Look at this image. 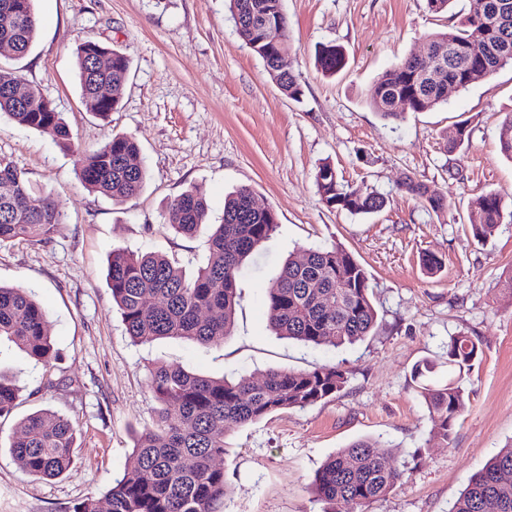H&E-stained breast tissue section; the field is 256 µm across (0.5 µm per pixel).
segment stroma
<instances>
[{
    "label": "stroma",
    "mask_w": 512,
    "mask_h": 512,
    "mask_svg": "<svg viewBox=\"0 0 512 512\" xmlns=\"http://www.w3.org/2000/svg\"><path fill=\"white\" fill-rule=\"evenodd\" d=\"M468 6L455 0L452 14L436 15L426 0H284L302 88L295 101L240 41L224 0H34L40 25L19 64L24 79L54 100L76 148L134 136L148 174L142 193L122 204L89 193L75 177L74 151L0 117V157L50 192L64 216L47 241L0 247V283L31 289L46 311L59 381L44 389L42 366L0 345V372L24 388L13 413L0 418V439L40 409L64 416L77 433L75 464L60 478L33 479L0 449V512H71L79 500L103 497L123 474L136 434L153 422L150 371L159 363L213 377L336 364L348 376L333 398L230 426L222 460L229 492L219 512H322L309 491L315 471L363 437L388 445L403 476L362 512H449L471 477L512 442V291L504 286L512 224L480 242L467 219L470 200L488 191L512 210V161L497 144L512 113V67L398 122L382 120L367 97L380 72L422 53L426 35ZM89 37L130 58L121 107L107 121L80 97L75 49ZM322 43L345 52L344 68L330 78L315 64ZM462 121L470 138L448 153V135ZM325 161L345 182L387 194V206L367 215L327 208L314 179ZM410 176L438 189L441 213L401 191ZM192 186L204 193L208 216L185 237L163 214ZM242 186L276 213L279 227L239 274L231 335L208 348L179 339L134 345L105 281L109 252H161L193 272L206 261L225 197ZM334 243L368 273L373 334L342 348L276 336L266 293L283 261ZM425 253L444 263L435 276L420 264ZM460 332L480 341L482 355L467 377L468 411L443 441L432 435L412 372L428 361L427 382H445L448 338Z\"/></svg>",
    "instance_id": "1"
}]
</instances>
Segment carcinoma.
<instances>
[{
  "label": "carcinoma",
  "mask_w": 512,
  "mask_h": 512,
  "mask_svg": "<svg viewBox=\"0 0 512 512\" xmlns=\"http://www.w3.org/2000/svg\"><path fill=\"white\" fill-rule=\"evenodd\" d=\"M34 0H0V46L11 48L10 59L20 60L32 48L39 20ZM499 0H469L467 13L458 23L426 36L427 51L454 54L482 34L481 56L467 68L447 67L443 80H456L462 88L487 79L512 64V13L496 12ZM236 31L246 47L275 71L277 84L295 100L302 95L292 70L277 67L279 55L290 44L270 46L263 40V26L277 24L288 30L284 0H226ZM112 65L97 67L102 55ZM342 49L332 43L318 46V69L332 76L344 66ZM75 66L81 94L97 103V114L117 111L128 81L130 61L118 50L93 40L80 42ZM422 65L408 57L381 72L374 80L369 106L381 119L395 122L408 112H426L447 102L448 97L421 77ZM26 84L18 70L0 65V114L29 129L51 134L64 149L75 148L70 129L55 102L37 88L20 101L15 89ZM403 106H389L388 98ZM470 137L468 126L457 125L445 144L453 153ZM500 153L512 160V116L499 128ZM75 175L91 193L117 203L137 197L147 170L139 144L132 135H116L91 150H79ZM315 183L322 203L351 214L383 210L387 197L364 185L343 183L330 163L318 166ZM402 190L434 213L445 203L428 183L408 178ZM208 204L191 187L168 202L165 221L177 234L192 236L205 223ZM512 212L504 210L501 196L493 191L471 200L469 227L479 240L490 237ZM63 223L50 194L35 189L25 172L12 160L0 158V245L28 241L40 235L47 240ZM278 228L271 209L252 206L251 190L241 187L224 200V219L208 239L207 263L193 277L168 256L112 250L107 263V285L120 311L125 330L135 344L163 338H181L199 345H216L230 335L239 302L238 273L245 260ZM304 257L289 254L276 280L267 288L270 326L280 336L307 345L341 347L370 335L377 323L369 278L363 266L342 245L302 250ZM6 340L45 368L43 387L54 386L51 369L57 359L47 314L31 292L0 284V342ZM482 354L479 340L459 333L448 341L450 375L443 384L420 382L430 371L418 366L414 378L432 423L433 436L444 441L465 414L470 395L465 387L474 362ZM347 382L335 365L307 371L268 369L239 378L208 377L173 364H158L150 371V390L157 403L153 425L136 436L133 454L121 477L102 498L86 497L72 512H218L228 494L224 468L216 460L225 454V427L247 425L285 409H304L336 396ZM21 387L17 378L0 373V418L12 413ZM9 452L17 466L36 479L67 474L75 463L76 435L70 421L49 411H37L18 423L10 438ZM512 444L500 449L475 473L454 502L451 512H512ZM401 477L391 454L381 441L362 438L327 458L310 484L312 493L336 512V505L356 507L389 493Z\"/></svg>",
  "instance_id": "obj_1"
}]
</instances>
